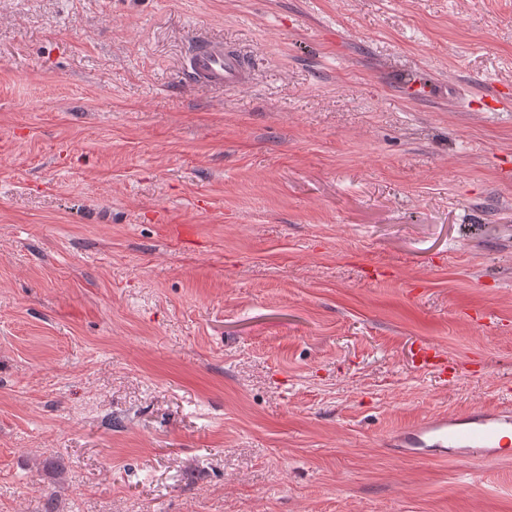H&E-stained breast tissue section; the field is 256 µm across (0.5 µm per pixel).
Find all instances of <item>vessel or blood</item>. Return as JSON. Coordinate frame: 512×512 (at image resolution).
Returning a JSON list of instances; mask_svg holds the SVG:
<instances>
[{
	"mask_svg": "<svg viewBox=\"0 0 512 512\" xmlns=\"http://www.w3.org/2000/svg\"><path fill=\"white\" fill-rule=\"evenodd\" d=\"M186 70L196 82L220 89H239L251 79L244 55L220 41H197ZM387 446L398 455L430 461L500 459L512 454V410L430 418L395 433Z\"/></svg>",
	"mask_w": 512,
	"mask_h": 512,
	"instance_id": "vessel-or-blood-1",
	"label": "vessel or blood"
}]
</instances>
